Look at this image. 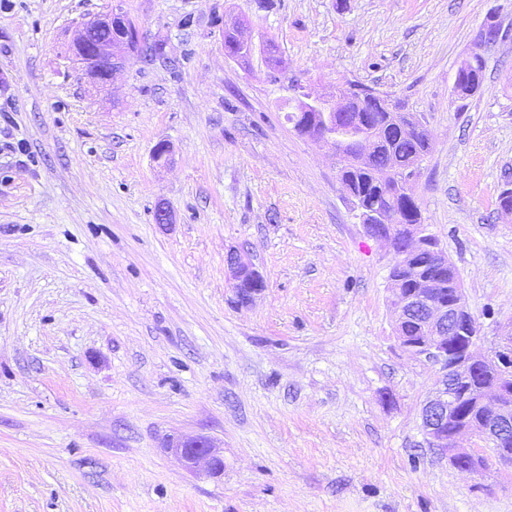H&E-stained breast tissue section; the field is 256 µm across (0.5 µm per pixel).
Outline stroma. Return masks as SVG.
<instances>
[{
	"mask_svg": "<svg viewBox=\"0 0 512 512\" xmlns=\"http://www.w3.org/2000/svg\"><path fill=\"white\" fill-rule=\"evenodd\" d=\"M112 2L0 0V512H512V474L429 448L436 368L395 335L394 252L286 119L295 86L356 82L426 124L415 195L490 347L512 322V0H124L166 56L102 85L68 45ZM235 248L266 281L247 306ZM184 435L223 474L166 451ZM224 48L228 55L242 64H249L252 57L253 47L251 44H245L241 40V34L238 25L224 27ZM475 61V65L469 63L458 71L457 87L462 96L474 95L481 86L482 64L477 57ZM189 470L203 467L207 473L217 475L224 470V457L219 447L203 436L173 440L167 447Z\"/></svg>",
	"mask_w": 512,
	"mask_h": 512,
	"instance_id": "35a3bbf8",
	"label": "stroma"
}]
</instances>
